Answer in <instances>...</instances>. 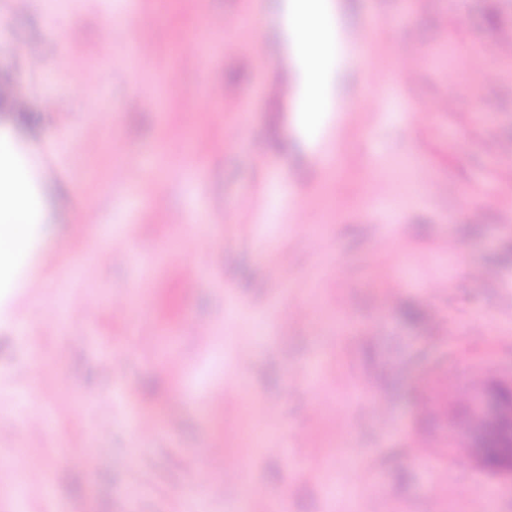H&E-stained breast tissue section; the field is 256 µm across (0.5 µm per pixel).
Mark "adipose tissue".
<instances>
[{"label":"adipose tissue","mask_w":512,"mask_h":512,"mask_svg":"<svg viewBox=\"0 0 512 512\" xmlns=\"http://www.w3.org/2000/svg\"><path fill=\"white\" fill-rule=\"evenodd\" d=\"M281 22L297 44L304 76V98L321 99V109L303 106L308 126H316L324 88L343 74L336 59L340 17L333 0H283ZM54 203L49 184L34 156L24 146L16 125L0 122V298L23 287L33 256L40 250Z\"/></svg>","instance_id":"ef3b65f1"}]
</instances>
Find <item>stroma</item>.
<instances>
[{"instance_id": "1", "label": "stroma", "mask_w": 512, "mask_h": 512, "mask_svg": "<svg viewBox=\"0 0 512 512\" xmlns=\"http://www.w3.org/2000/svg\"><path fill=\"white\" fill-rule=\"evenodd\" d=\"M274 2L116 0L112 12L152 14L139 27L112 23L100 0H66L82 47L62 70L45 0L23 13L0 0V30L43 67L1 50L0 86H28L25 134L64 191L33 266L42 293L15 291L0 315V461L20 474L38 464L53 493L0 486V512H195L199 499L233 512L214 492L233 463L256 491L248 512H512V477L452 459L469 411L446 386L512 378V185L501 180L512 172V54L493 49L512 0H337L342 30L366 36L365 67L345 65L357 104L376 115L341 132L334 113L312 132L298 99L264 95L296 80L291 57L253 24L279 26ZM229 17L239 28L226 29ZM242 39L252 54L235 50ZM139 41L155 45L152 64L136 66ZM186 41L207 50L185 56ZM408 55L420 58L412 82L375 84ZM85 70L97 74L86 91ZM171 80L182 100L165 97ZM452 80L470 94L445 110ZM90 131L93 153L82 147ZM192 137L224 142L194 180ZM332 144L340 170L316 176L314 157ZM128 159L144 164L141 195L169 209L223 202L220 245L199 256L185 247L197 225L159 216L125 253L88 255L138 216L112 185ZM291 191L299 224L279 216ZM252 195L255 210L239 212ZM120 295L137 305L113 309ZM90 297L100 309L85 317ZM61 305L59 324L49 313ZM217 390L224 406L208 403ZM35 401L48 430L31 441ZM144 412L158 425L139 441Z\"/></svg>"}]
</instances>
